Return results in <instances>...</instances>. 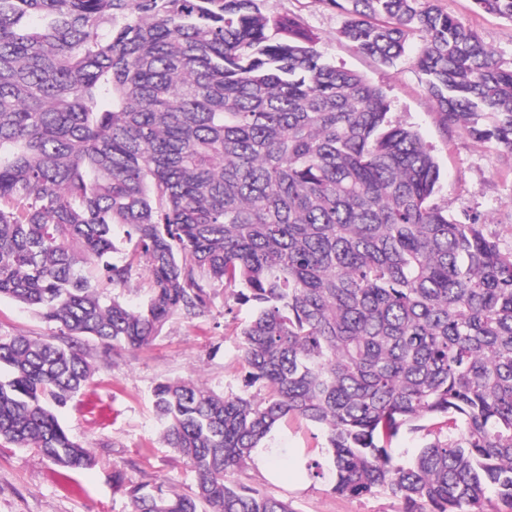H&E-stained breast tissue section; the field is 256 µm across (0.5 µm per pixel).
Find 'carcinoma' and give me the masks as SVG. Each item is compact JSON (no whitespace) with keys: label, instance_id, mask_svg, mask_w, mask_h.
Listing matches in <instances>:
<instances>
[{"label":"carcinoma","instance_id":"obj_1","mask_svg":"<svg viewBox=\"0 0 512 512\" xmlns=\"http://www.w3.org/2000/svg\"><path fill=\"white\" fill-rule=\"evenodd\" d=\"M326 2L384 66L421 33L440 126L512 164V65L476 31L420 0ZM474 4L512 19V0ZM317 42L259 0H0V298L64 337H0V442L64 478L91 467L54 412L91 378L79 340L145 349L221 285L254 309L244 386L264 394L159 383L163 438L196 483L118 475L132 512H294L234 479L287 417L321 430L340 497L512 512V251L448 213L417 131ZM140 269V307L101 296L97 275L117 289ZM406 430L429 439L402 460Z\"/></svg>","mask_w":512,"mask_h":512}]
</instances>
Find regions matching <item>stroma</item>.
<instances>
[{"mask_svg":"<svg viewBox=\"0 0 512 512\" xmlns=\"http://www.w3.org/2000/svg\"><path fill=\"white\" fill-rule=\"evenodd\" d=\"M445 13L475 29L505 65H512V20L475 11L472 0H432ZM267 14L296 13L319 37L318 48L336 66L361 74L381 88L389 103L390 117L413 126L438 162L443 175L440 200L449 213L467 211L487 225L502 250H512V166L503 163L495 149L452 129L442 130L414 66L422 43L413 35L405 57L385 67L337 39L341 16L326 0H262ZM228 299L216 287L210 310L204 316L185 320L172 316L160 336L148 348L115 355L90 338L80 348L91 366L92 376L79 395L57 409L60 424L96 458L94 467L73 473L61 481L56 465L36 449L0 443V512H131L129 499L115 488L116 476L130 483L161 482L172 492L184 493L193 486L191 468L168 448L152 406V390L167 379H188L198 387L217 393L242 389L237 331L249 320L246 306H235L234 323L224 318ZM25 334L57 339L59 329L39 318L29 308L10 299H0V336ZM319 429L312 424L288 420L275 430L269 444L280 449V467L292 464L295 448L315 447ZM239 480L289 501L294 512H402L400 500L380 492L357 499L332 493L329 478L310 479L306 490L288 484H271L247 468Z\"/></svg>","mask_w":512,"mask_h":512,"instance_id":"35a3bbf8","label":"stroma"}]
</instances>
